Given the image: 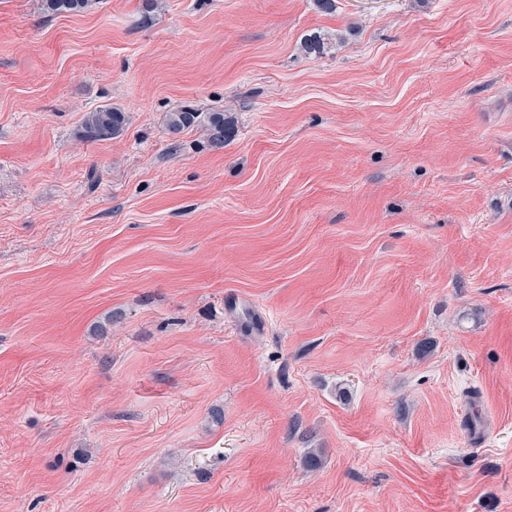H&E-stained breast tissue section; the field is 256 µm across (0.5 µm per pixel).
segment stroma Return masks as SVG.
I'll use <instances>...</instances> for the list:
<instances>
[{"label": "stroma", "instance_id": "35a3bbf8", "mask_svg": "<svg viewBox=\"0 0 512 512\" xmlns=\"http://www.w3.org/2000/svg\"><path fill=\"white\" fill-rule=\"evenodd\" d=\"M335 3L0 0V512H512V0ZM95 0H43V7L54 14H79L88 10ZM128 124L127 112L112 105H103L85 112L77 135L84 143L107 141L122 136ZM202 129L210 143L221 148L232 132V124L224 117V112H196L190 109H181L170 112L166 120L168 134L177 136L189 128Z\"/></svg>", "mask_w": 512, "mask_h": 512}]
</instances>
